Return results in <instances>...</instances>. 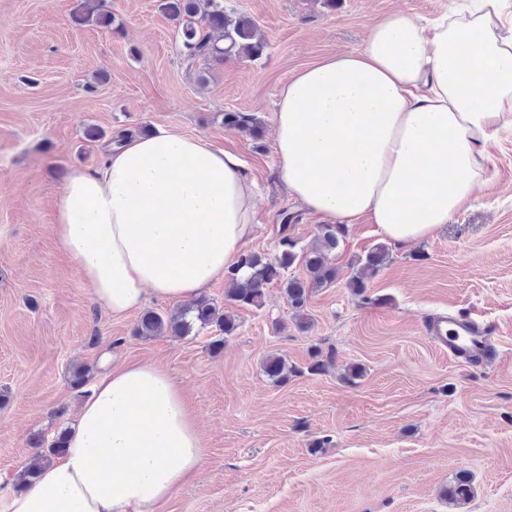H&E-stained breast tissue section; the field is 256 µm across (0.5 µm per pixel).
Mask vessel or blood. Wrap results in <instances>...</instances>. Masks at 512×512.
<instances>
[{"label": "vessel or blood", "mask_w": 512, "mask_h": 512, "mask_svg": "<svg viewBox=\"0 0 512 512\" xmlns=\"http://www.w3.org/2000/svg\"><path fill=\"white\" fill-rule=\"evenodd\" d=\"M432 334L437 343L447 349L449 357L486 363L498 356L494 329L474 319L453 314L442 317L434 321Z\"/></svg>", "instance_id": "b4317fda"}]
</instances>
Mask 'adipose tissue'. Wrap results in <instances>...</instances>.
Returning a JSON list of instances; mask_svg holds the SVG:
<instances>
[{
  "mask_svg": "<svg viewBox=\"0 0 512 512\" xmlns=\"http://www.w3.org/2000/svg\"><path fill=\"white\" fill-rule=\"evenodd\" d=\"M506 0H460L430 23L387 15L362 47L303 68L275 102L277 179L331 224L366 220L395 246L434 237L485 181L512 127ZM240 154L167 129L125 139L68 176L53 226L93 301L124 317L149 299L189 301L224 279L253 239ZM204 463L182 388L152 362L95 380L66 453L0 512H158Z\"/></svg>",
  "mask_w": 512,
  "mask_h": 512,
  "instance_id": "ef3b65f1",
  "label": "adipose tissue"
}]
</instances>
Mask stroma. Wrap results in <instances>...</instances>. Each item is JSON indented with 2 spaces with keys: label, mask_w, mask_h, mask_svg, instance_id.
<instances>
[{
  "label": "stroma",
  "mask_w": 512,
  "mask_h": 512,
  "mask_svg": "<svg viewBox=\"0 0 512 512\" xmlns=\"http://www.w3.org/2000/svg\"><path fill=\"white\" fill-rule=\"evenodd\" d=\"M79 0H0V473H15L37 437L70 427L83 395L75 363L152 358L185 391L205 463L163 512H451L443 491L471 477L468 512H512V131L490 147L489 180L435 237L399 248L366 297L350 264L381 243L349 227L338 278L316 290L299 330L279 285L262 307H234L219 280L205 294L233 310L219 352L214 328L143 339L138 314L115 318L93 301L51 226L65 174L96 167L120 137L162 127L231 145L255 183L251 251L272 258L282 235L309 249L321 220L276 180L275 101L310 63L359 48L383 17L423 20L452 0H224L267 40L257 60L187 59L159 0H105L117 29L76 20ZM259 117L261 144L224 126L226 112ZM104 136L91 140L89 128ZM461 313L491 325L494 364L453 361L427 323ZM292 366L276 383L269 355ZM326 365L309 373L312 356ZM364 375L347 383L348 365Z\"/></svg>",
  "instance_id": "1"
}]
</instances>
